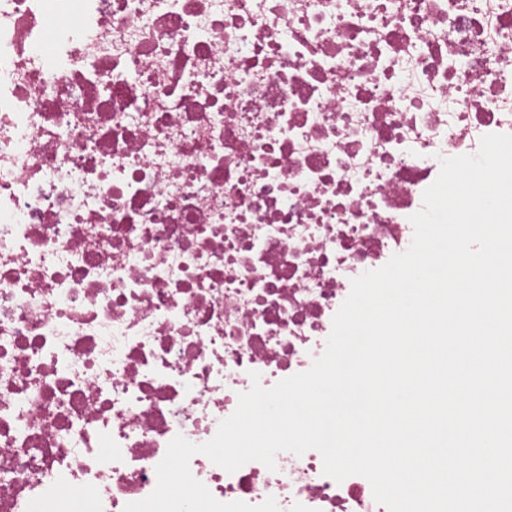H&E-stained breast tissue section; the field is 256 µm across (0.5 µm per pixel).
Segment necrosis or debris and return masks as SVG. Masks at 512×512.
Returning <instances> with one entry per match:
<instances>
[{"label": "necrosis or debris", "mask_w": 512, "mask_h": 512, "mask_svg": "<svg viewBox=\"0 0 512 512\" xmlns=\"http://www.w3.org/2000/svg\"><path fill=\"white\" fill-rule=\"evenodd\" d=\"M512 134V0H0V512H124L326 348L440 161ZM221 502L387 512L309 450Z\"/></svg>", "instance_id": "obj_1"}]
</instances>
